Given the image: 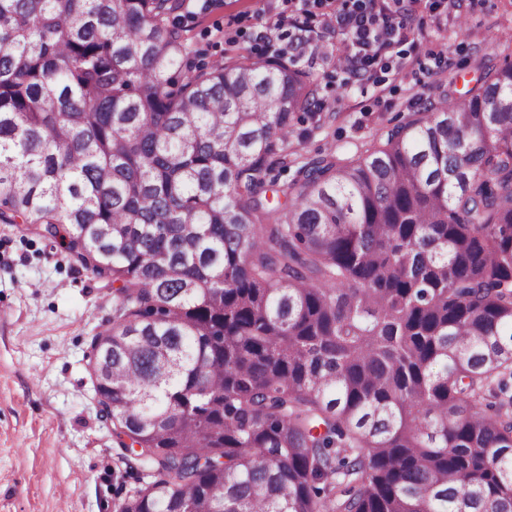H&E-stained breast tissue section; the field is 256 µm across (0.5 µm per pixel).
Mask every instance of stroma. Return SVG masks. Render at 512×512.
<instances>
[{
	"instance_id": "obj_1",
	"label": "stroma",
	"mask_w": 512,
	"mask_h": 512,
	"mask_svg": "<svg viewBox=\"0 0 512 512\" xmlns=\"http://www.w3.org/2000/svg\"><path fill=\"white\" fill-rule=\"evenodd\" d=\"M447 23L417 33L414 70L379 72L361 85L337 69L342 39L313 38L299 63L318 80L325 122L293 121L280 180L333 152L351 157L418 101L465 93L481 66L512 58V0H457ZM285 0H185L182 23L193 58L218 64L287 51L290 34L268 29ZM112 295L72 264L64 246L20 224H0V512H117L145 465L126 469L101 412L90 340L111 325Z\"/></svg>"
}]
</instances>
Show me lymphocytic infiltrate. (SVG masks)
I'll list each match as a JSON object with an SVG mask.
<instances>
[{"instance_id": "f902f5d3", "label": "lymphocytic infiltrate", "mask_w": 512, "mask_h": 512, "mask_svg": "<svg viewBox=\"0 0 512 512\" xmlns=\"http://www.w3.org/2000/svg\"><path fill=\"white\" fill-rule=\"evenodd\" d=\"M403 0H299L297 7L274 22L301 32L322 26L345 35L348 44L341 60L351 76L376 80L378 71L403 70L416 64V57L400 52L409 40Z\"/></svg>"}]
</instances>
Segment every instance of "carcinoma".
<instances>
[{
    "label": "carcinoma",
    "instance_id": "obj_1",
    "mask_svg": "<svg viewBox=\"0 0 512 512\" xmlns=\"http://www.w3.org/2000/svg\"><path fill=\"white\" fill-rule=\"evenodd\" d=\"M182 7L0 0V223L112 286L119 512H512V62L281 183L316 78Z\"/></svg>",
    "mask_w": 512,
    "mask_h": 512
}]
</instances>
